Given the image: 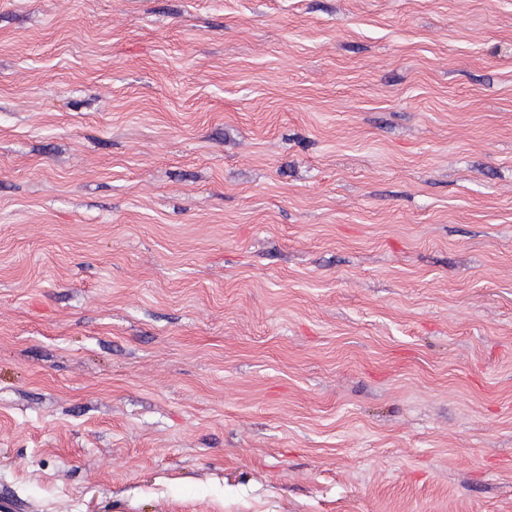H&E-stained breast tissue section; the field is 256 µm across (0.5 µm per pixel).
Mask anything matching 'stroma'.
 <instances>
[{"instance_id":"1","label":"stroma","mask_w":512,"mask_h":512,"mask_svg":"<svg viewBox=\"0 0 512 512\" xmlns=\"http://www.w3.org/2000/svg\"><path fill=\"white\" fill-rule=\"evenodd\" d=\"M9 512H512V0H0Z\"/></svg>"}]
</instances>
